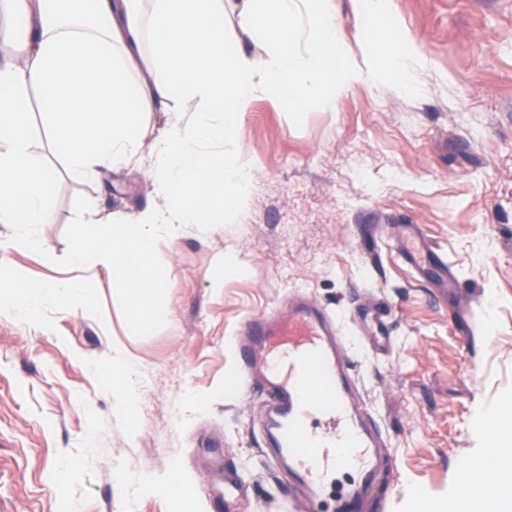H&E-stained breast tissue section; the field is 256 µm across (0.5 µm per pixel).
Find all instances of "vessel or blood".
<instances>
[{"label":"vessel or blood","instance_id":"vessel-or-blood-1","mask_svg":"<svg viewBox=\"0 0 512 512\" xmlns=\"http://www.w3.org/2000/svg\"><path fill=\"white\" fill-rule=\"evenodd\" d=\"M398 249L416 267L433 253L424 239H399ZM236 335V387L266 402L268 445L286 465L289 485L306 487L311 512H323L324 470H358V483L337 495L335 508L357 512L360 497L380 474L384 439L361 404L335 317L294 289L272 311L246 318Z\"/></svg>","mask_w":512,"mask_h":512}]
</instances>
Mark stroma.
I'll return each mask as SVG.
<instances>
[{
    "label": "stroma",
    "mask_w": 512,
    "mask_h": 512,
    "mask_svg": "<svg viewBox=\"0 0 512 512\" xmlns=\"http://www.w3.org/2000/svg\"><path fill=\"white\" fill-rule=\"evenodd\" d=\"M355 62L372 40L352 0H334ZM380 27L418 49L414 94L354 84L334 107L283 111L268 95L246 112L225 157L252 168L257 189L221 224H185L161 238L171 272L150 328L132 314L124 280L97 275L99 311L50 306L35 321L0 315V512H174L141 477L178 468L191 512H216L231 472L242 512H305L283 501L282 466L264 451L265 408L225 387L239 366L246 317L300 287L332 312L352 372L387 448L389 489L378 512H416L415 492L449 506L490 473L470 465L491 447L488 415L512 406V0H388ZM32 149L55 171L53 220L33 228L47 253L7 252L32 280L80 277L74 225L86 203L102 216L157 204L144 139L138 163L74 177L38 105ZM381 225L365 240L361 227ZM415 224L454 280L398 257L394 225ZM232 258L238 274L222 276ZM391 313L387 349L356 332L358 288ZM134 363L135 422L113 407L101 367ZM69 464L66 483L53 478Z\"/></svg>",
    "instance_id": "35a3bbf8"
}]
</instances>
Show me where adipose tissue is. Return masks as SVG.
I'll use <instances>...</instances> for the list:
<instances>
[{
	"label": "adipose tissue",
	"mask_w": 512,
	"mask_h": 512,
	"mask_svg": "<svg viewBox=\"0 0 512 512\" xmlns=\"http://www.w3.org/2000/svg\"><path fill=\"white\" fill-rule=\"evenodd\" d=\"M59 0H0V224L13 234L0 251L41 248L26 227L52 220V169L30 147L29 93H37L50 136L72 174L90 176L128 166L138 155L145 115L165 113L158 129L154 190L161 205L126 221L97 220L87 206L76 225L72 262L123 273L136 315L157 311L170 273L154 259L161 236L183 224H210L243 204L253 172L205 153L203 143L238 135L251 103L273 93L287 111L329 107L351 84L390 77L400 89L415 86L412 38L385 32L364 64L353 62L336 33L330 0H86L62 13ZM272 49L267 63L243 46L228 47L226 10ZM314 33L306 55L295 44L299 12ZM146 70L144 79L133 74ZM197 101L193 123L182 124L176 105ZM92 278L35 284L0 263V314L38 318L45 305L97 309ZM495 444L475 468L493 482L459 512H512V425L495 416Z\"/></svg>",
	"instance_id": "obj_1"
}]
</instances>
